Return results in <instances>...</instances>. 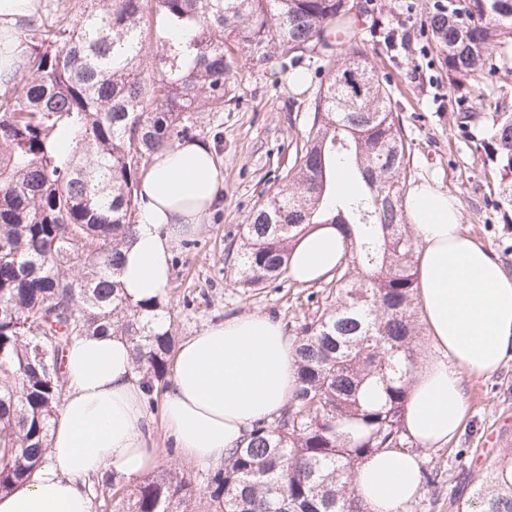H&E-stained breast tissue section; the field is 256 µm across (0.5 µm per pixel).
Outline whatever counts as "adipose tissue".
I'll return each instance as SVG.
<instances>
[{
	"mask_svg": "<svg viewBox=\"0 0 512 512\" xmlns=\"http://www.w3.org/2000/svg\"><path fill=\"white\" fill-rule=\"evenodd\" d=\"M220 163L208 143L185 140L155 152L140 179L137 234L119 280L134 301L163 298L174 245L192 234L220 199ZM417 242V297L435 353L411 386L405 426L424 447L453 438L466 417L465 378L495 372L512 352V276L465 233L456 198L419 183L405 198ZM344 255L335 225L296 241L289 273L328 278ZM69 394L51 434L47 462L29 483L0 497V512H94L88 477L106 470L136 477L154 458L132 345L117 333L77 339L67 357ZM296 389L293 340L283 324L253 312L207 325L177 346L161 393L167 428L184 458L218 463L247 427L271 419ZM419 460L381 451L356 472L369 512H403L419 491Z\"/></svg>",
	"mask_w": 512,
	"mask_h": 512,
	"instance_id": "1",
	"label": "adipose tissue"
}]
</instances>
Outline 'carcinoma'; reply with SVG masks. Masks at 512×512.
<instances>
[{
	"label": "carcinoma",
	"mask_w": 512,
	"mask_h": 512,
	"mask_svg": "<svg viewBox=\"0 0 512 512\" xmlns=\"http://www.w3.org/2000/svg\"><path fill=\"white\" fill-rule=\"evenodd\" d=\"M351 0H83L25 25L21 75L0 86V495L46 462L69 392L65 354L82 336L129 338L148 390L169 377L175 336L153 321L167 303L134 302L118 281L136 230L142 165L197 131L224 103L240 60L277 59L347 39L341 65L315 97L311 124L283 176L228 249L238 283L286 278L297 236L319 223L343 235L344 256L293 337L298 386L272 420L247 430L201 490L167 470L134 484L95 482L106 512H367L359 465L381 449L405 453L418 363L415 242L404 213L410 146L399 113L352 35ZM444 56L448 87L474 101L485 155L512 187V107L489 98L486 63L512 62V0H446L423 19ZM192 31L181 62L167 30ZM351 189H338L335 169ZM512 452L449 498L453 512H512Z\"/></svg>",
	"instance_id": "1"
}]
</instances>
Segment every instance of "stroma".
<instances>
[{
    "label": "stroma",
    "mask_w": 512,
    "mask_h": 512,
    "mask_svg": "<svg viewBox=\"0 0 512 512\" xmlns=\"http://www.w3.org/2000/svg\"><path fill=\"white\" fill-rule=\"evenodd\" d=\"M359 2L366 7L359 17L361 46L400 112L410 142L409 184L426 179L455 195L463 230L485 244L512 274V203L479 146L485 129L460 121L464 113L474 111V103L448 96L446 69L422 25L431 0ZM376 22L404 33L400 49L390 51L378 44L372 33ZM345 49L343 40L333 38L270 69L239 66L223 106L199 113L197 138L213 148L224 187L210 215L172 252L169 314L178 338L252 312L279 319L292 335L313 309L309 288L287 280L253 291L241 288L234 262L226 257L227 239L250 222L262 199L282 188L295 144L309 127L311 103L331 67L342 62ZM466 397L461 432L443 446L417 448L421 465L439 471V484L421 486L403 512H448L451 491L472 490L512 449V358L492 374L470 377ZM147 413L149 445L156 452L152 472L176 468L203 486L207 467L182 457L164 426L160 405L148 406ZM462 449L469 456L461 466L455 454Z\"/></svg>",
    "instance_id": "stroma-1"
}]
</instances>
